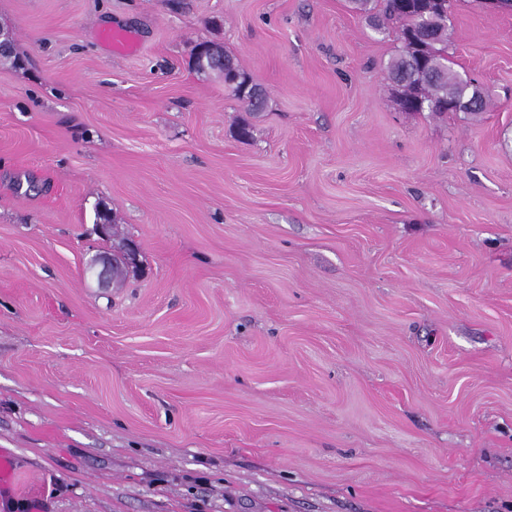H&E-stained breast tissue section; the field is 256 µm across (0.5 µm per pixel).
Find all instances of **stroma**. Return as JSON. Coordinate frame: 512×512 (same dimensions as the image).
<instances>
[{"label": "stroma", "instance_id": "stroma-1", "mask_svg": "<svg viewBox=\"0 0 512 512\" xmlns=\"http://www.w3.org/2000/svg\"><path fill=\"white\" fill-rule=\"evenodd\" d=\"M450 11L478 117L349 0H0V512H512V12ZM213 52L211 56L201 59L197 54L195 64L199 71H205L212 68V65L225 68L224 85L230 93L247 104L251 111L259 112L265 106V97L257 90L251 82L250 77L244 71L240 70L233 61L224 55V49L221 46L211 44ZM232 74V75H231ZM226 75H229L227 79ZM257 93H259L257 95Z\"/></svg>", "mask_w": 512, "mask_h": 512}]
</instances>
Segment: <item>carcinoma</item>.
I'll list each match as a JSON object with an SVG mask.
<instances>
[{"instance_id": "obj_1", "label": "carcinoma", "mask_w": 512, "mask_h": 512, "mask_svg": "<svg viewBox=\"0 0 512 512\" xmlns=\"http://www.w3.org/2000/svg\"><path fill=\"white\" fill-rule=\"evenodd\" d=\"M450 0L422 3L421 0H352L355 8L366 14L376 29L390 21L401 23V47L389 63V76L398 91L413 98L409 111L428 110L437 114L448 111V101L459 103L458 111L477 115L486 108L482 90L454 72L448 65V19ZM211 56L195 57L198 70L211 66L225 68V87L259 112L265 97L259 94L250 77L224 55V49L212 45Z\"/></svg>"}]
</instances>
